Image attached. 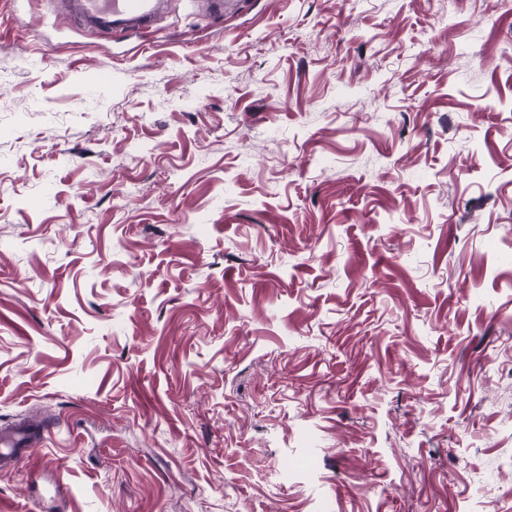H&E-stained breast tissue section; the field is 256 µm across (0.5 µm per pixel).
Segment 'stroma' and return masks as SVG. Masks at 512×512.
Returning <instances> with one entry per match:
<instances>
[{"instance_id": "35a3bbf8", "label": "stroma", "mask_w": 512, "mask_h": 512, "mask_svg": "<svg viewBox=\"0 0 512 512\" xmlns=\"http://www.w3.org/2000/svg\"><path fill=\"white\" fill-rule=\"evenodd\" d=\"M173 4L0 0V512H512V7ZM164 0H58L56 10L80 26L110 33L155 29ZM28 433L25 428L15 426L10 430H0V469L15 466L31 457L28 445Z\"/></svg>"}]
</instances>
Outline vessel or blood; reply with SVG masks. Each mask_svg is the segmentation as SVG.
<instances>
[{"label":"vessel or blood","mask_w":512,"mask_h":512,"mask_svg":"<svg viewBox=\"0 0 512 512\" xmlns=\"http://www.w3.org/2000/svg\"><path fill=\"white\" fill-rule=\"evenodd\" d=\"M165 0H56L55 8L80 26L110 33L145 31L155 27ZM25 428L0 430V469L27 461Z\"/></svg>","instance_id":"b4317fda"}]
</instances>
